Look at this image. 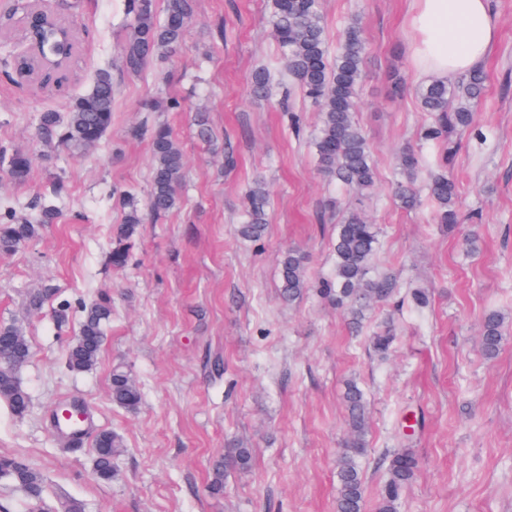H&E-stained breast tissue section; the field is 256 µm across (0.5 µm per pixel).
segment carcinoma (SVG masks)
Here are the masks:
<instances>
[{
	"label": "carcinoma",
	"instance_id": "1",
	"mask_svg": "<svg viewBox=\"0 0 512 512\" xmlns=\"http://www.w3.org/2000/svg\"><path fill=\"white\" fill-rule=\"evenodd\" d=\"M163 17H158L155 0H124L125 14L130 17L126 39L121 47L120 73L137 74L150 62L180 50L186 29L194 13V0H164ZM273 36L279 47L278 62L283 77L300 90L303 97L321 115L313 146L320 172L352 192L357 200L369 196L376 187V167L367 138L354 113L364 78L366 44L362 27L356 19L347 22L342 38L331 51L320 0H268ZM32 41L51 61L64 56L68 40L64 29L51 21L34 26ZM482 70L469 73L462 83L452 86L443 80H429L416 89L421 111L429 121L420 131V140L442 146L433 162L411 147L399 155L400 177L394 182V196L400 207L413 211L430 207L438 224L448 227L459 221V186L448 175L456 154L458 134L472 126V103L483 93ZM252 92L266 96L271 92L267 70H256L251 78ZM120 93V80L109 71L98 73L87 90L72 99L66 115L47 111L39 115L37 134L47 143L71 150L84 151L99 144L112 127L114 103ZM136 133L149 137L152 152L150 191L146 210H141L126 191L113 189L123 208L121 222L114 225L110 263L112 269L124 268L129 259L128 242L139 232L147 216H162L180 203L184 178V153L172 131L164 124L143 122ZM33 157L21 151H0V169L16 182L28 178ZM429 169L425 189L417 186V176ZM270 197L265 184L256 181L247 193L246 219L237 225V234L251 241L266 233ZM32 214L19 218L12 207L0 215V251L11 252L32 239L41 227L56 224L60 212L46 197L31 202ZM379 249L376 225L366 219L361 208L346 211L336 225L333 243L334 268L331 279L322 282L319 293L350 315L351 328L362 330L367 312L390 300L396 293L395 282L372 275L373 260ZM281 297L292 303L308 290L305 256L295 249L285 251L280 260ZM83 318L78 338L66 349V364L73 372L92 369L112 319V297L100 294L83 303ZM509 328L506 317L498 312L484 315L480 344L484 356L494 358L501 349ZM395 336L386 326L370 337L374 352L385 357ZM12 355L18 366L0 372V401L8 404L18 417L31 408L29 393L19 381V367L30 354V345L15 323L0 324V353ZM112 403L135 411L142 402L137 380L124 368L112 370ZM343 400L347 434L336 457L335 512H365L366 485L360 465L368 451L369 414L364 393L357 383H346ZM93 477L110 482L117 474L116 463L126 448L122 438L108 430L94 439ZM253 464V450L235 443L224 449V456L213 464L211 490L219 493L229 470L247 473ZM417 462L404 451L389 456L387 478L378 493L372 512H399L403 489L412 481ZM0 479L22 490L29 499L39 501L45 489L40 470L18 456L0 455Z\"/></svg>",
	"mask_w": 512,
	"mask_h": 512
}]
</instances>
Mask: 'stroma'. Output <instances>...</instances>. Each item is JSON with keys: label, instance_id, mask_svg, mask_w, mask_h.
I'll return each instance as SVG.
<instances>
[{"label": "stroma", "instance_id": "35a3bbf8", "mask_svg": "<svg viewBox=\"0 0 512 512\" xmlns=\"http://www.w3.org/2000/svg\"><path fill=\"white\" fill-rule=\"evenodd\" d=\"M31 0H0V149L30 153L25 182L0 171V200L26 213L56 181L61 221L10 253H0V322L17 323L32 356L20 372L32 408L16 416L0 402V454L26 457L45 478L42 502L0 480V512H59L67 498L84 512H334L335 461L346 432L347 380L364 389L370 408L369 453L362 461L368 497L387 471L386 455L408 450L418 470L399 512H512V329L496 359L478 336L483 316L512 318V0H492L497 40L483 69L475 125L460 134L450 167L460 187L459 222L436 224L429 207L408 212L392 199L397 153L419 140L427 113L408 46V0H321L331 42L350 17L363 28L367 55L356 119L376 163V188L362 208L376 225L374 273L396 281L401 300L374 308L360 335L317 285L333 271L338 215L346 192L318 171L311 143L318 112L294 94L301 134L276 99L249 92L252 72L282 74L267 0H195L185 44L137 75H122L112 126L96 147L75 154L37 137V117L85 92L97 72L118 71L128 21L124 0H40L79 40L63 89L18 79L11 67L25 48ZM399 71L407 90L389 93ZM178 108H171V100ZM158 103L155 112L144 102ZM205 113L214 143L197 136ZM164 123L180 142L185 177L178 208L142 224L122 271L109 262L112 228L122 209L113 187L145 204L152 155L137 136L142 121ZM232 146L234 168L224 166ZM264 181L268 229L240 238L245 191ZM477 234L475 247L464 246ZM296 247L308 259L310 288L297 301L280 297L279 262ZM53 296L42 310L27 298ZM427 292L426 306L408 294ZM107 292L112 321L96 366L70 371L65 352L79 332L82 303ZM66 305L69 323L54 311ZM395 340L387 357L369 347L381 325ZM123 367L143 400L130 412L112 404L109 381ZM79 400L88 436L110 430L126 451L112 482L93 478L90 447L64 452L51 410ZM253 450L250 472L228 473L210 489L212 466L227 444Z\"/></svg>", "mask_w": 512, "mask_h": 512}]
</instances>
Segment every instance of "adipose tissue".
<instances>
[{"instance_id": "obj_1", "label": "adipose tissue", "mask_w": 512, "mask_h": 512, "mask_svg": "<svg viewBox=\"0 0 512 512\" xmlns=\"http://www.w3.org/2000/svg\"><path fill=\"white\" fill-rule=\"evenodd\" d=\"M410 2V54L417 79L448 81L482 67L498 36L491 0Z\"/></svg>"}]
</instances>
